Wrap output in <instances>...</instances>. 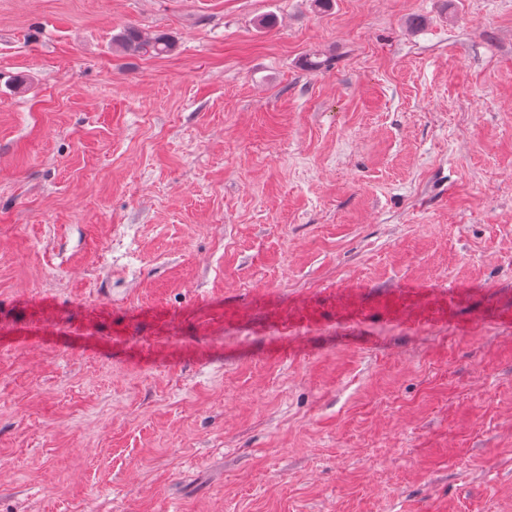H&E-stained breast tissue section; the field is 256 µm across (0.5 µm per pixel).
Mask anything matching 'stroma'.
Returning <instances> with one entry per match:
<instances>
[{"label": "stroma", "mask_w": 512, "mask_h": 512, "mask_svg": "<svg viewBox=\"0 0 512 512\" xmlns=\"http://www.w3.org/2000/svg\"><path fill=\"white\" fill-rule=\"evenodd\" d=\"M0 512H512V0H0ZM115 41L124 52L135 55L164 56L176 48L174 39L166 34H149L135 26L121 30Z\"/></svg>", "instance_id": "35a3bbf8"}]
</instances>
